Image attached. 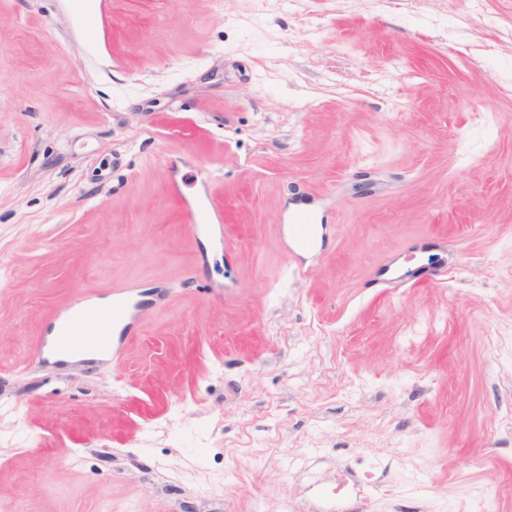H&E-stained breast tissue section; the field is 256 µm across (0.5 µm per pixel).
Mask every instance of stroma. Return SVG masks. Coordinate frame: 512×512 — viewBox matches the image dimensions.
<instances>
[{
	"instance_id": "stroma-1",
	"label": "stroma",
	"mask_w": 512,
	"mask_h": 512,
	"mask_svg": "<svg viewBox=\"0 0 512 512\" xmlns=\"http://www.w3.org/2000/svg\"><path fill=\"white\" fill-rule=\"evenodd\" d=\"M510 80L512 0H0V502L512 512ZM120 283L118 364L35 360ZM180 203L182 218L186 224H190L192 230L196 231L200 226H208L211 230L222 232L224 223L222 211L186 199H181ZM292 232L296 242L295 252L312 251L315 249L318 221L312 212H303L291 220ZM429 245L437 247L438 243L411 242L396 257L383 260L377 269L380 273L377 284L401 287L433 282L437 275L435 267L417 261L418 254ZM399 260H402L401 264L396 265Z\"/></svg>"
}]
</instances>
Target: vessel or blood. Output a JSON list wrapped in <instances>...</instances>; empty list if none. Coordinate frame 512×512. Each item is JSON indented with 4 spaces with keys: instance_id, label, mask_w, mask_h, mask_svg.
I'll use <instances>...</instances> for the list:
<instances>
[{
    "instance_id": "b4317fda",
    "label": "vessel or blood",
    "mask_w": 512,
    "mask_h": 512,
    "mask_svg": "<svg viewBox=\"0 0 512 512\" xmlns=\"http://www.w3.org/2000/svg\"><path fill=\"white\" fill-rule=\"evenodd\" d=\"M182 218L191 229L206 226L213 230L222 229L224 214L216 208L188 200L181 203ZM292 232L298 251L314 250L318 234V221L314 213L303 212L291 221ZM424 248L423 243H409L397 258H388L378 267L380 284L401 287L408 284L433 282L434 267L418 262L417 256ZM134 287L119 284L112 288V304L102 308L94 302L77 299L74 310L61 313L65 324L63 341L73 351H92L113 346L115 337L131 332L128 319L130 297Z\"/></svg>"
}]
</instances>
